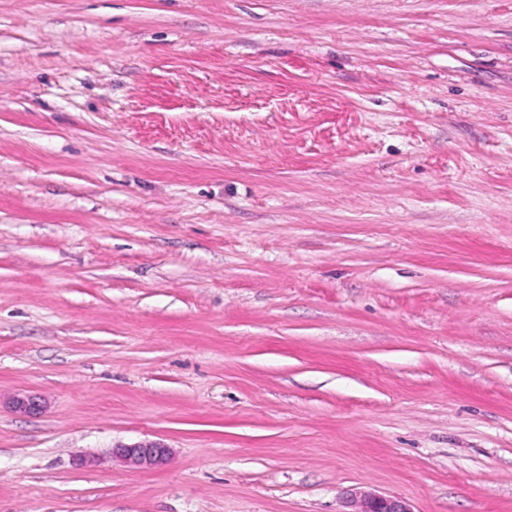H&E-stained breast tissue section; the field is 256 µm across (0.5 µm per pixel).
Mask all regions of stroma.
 <instances>
[{
    "label": "stroma",
    "mask_w": 512,
    "mask_h": 512,
    "mask_svg": "<svg viewBox=\"0 0 512 512\" xmlns=\"http://www.w3.org/2000/svg\"><path fill=\"white\" fill-rule=\"evenodd\" d=\"M358 490L512 512V0H0V512ZM170 454L169 448L156 441H144L113 448L112 456L136 466L163 465Z\"/></svg>",
    "instance_id": "35a3bbf8"
}]
</instances>
